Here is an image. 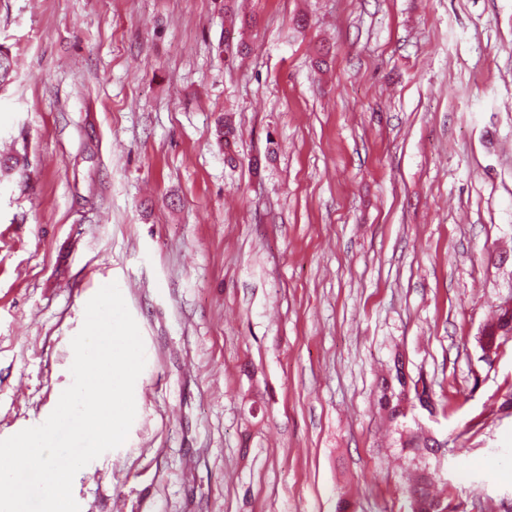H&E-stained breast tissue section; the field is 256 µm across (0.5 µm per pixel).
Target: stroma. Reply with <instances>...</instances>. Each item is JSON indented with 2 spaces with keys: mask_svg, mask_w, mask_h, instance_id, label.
Wrapping results in <instances>:
<instances>
[{
  "mask_svg": "<svg viewBox=\"0 0 512 512\" xmlns=\"http://www.w3.org/2000/svg\"><path fill=\"white\" fill-rule=\"evenodd\" d=\"M242 2L244 58L217 0H0L29 160L0 175V439L55 409L109 279L146 365L80 512H404L398 354L438 490L512 512V336L479 345L512 295V0ZM216 136L219 143L224 147V158L225 161L232 164L236 161L235 159V134L233 127L228 121H224V118H218L216 122ZM378 393V409L386 413L390 420L397 422L401 428V447L409 449V452L413 454V459H417L421 464L427 456L435 455L440 447H436L435 441L422 435L421 428L418 427L415 421L416 428H412L405 413V411H414L417 404L422 409L432 411L433 403L423 399L422 402H418L412 407L407 406L405 411L402 409L405 403L419 401L424 395L431 396L430 388L426 382L422 379L414 380L410 378L408 385L402 359L397 357L394 360V374H391L389 378H381Z\"/></svg>",
  "mask_w": 512,
  "mask_h": 512,
  "instance_id": "obj_1",
  "label": "stroma"
}]
</instances>
